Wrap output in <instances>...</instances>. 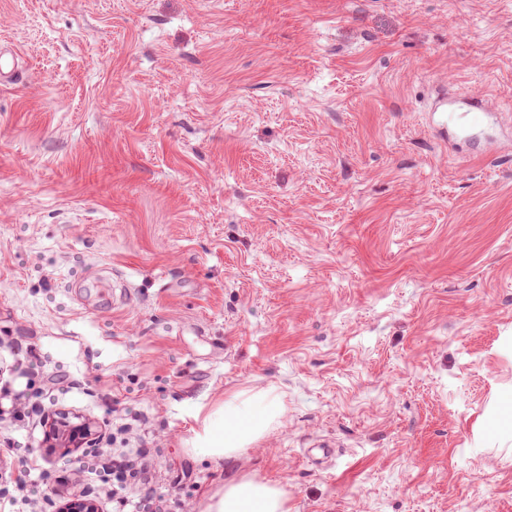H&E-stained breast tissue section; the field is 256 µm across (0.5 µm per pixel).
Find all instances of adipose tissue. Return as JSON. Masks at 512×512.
<instances>
[{
  "label": "adipose tissue",
  "instance_id": "1",
  "mask_svg": "<svg viewBox=\"0 0 512 512\" xmlns=\"http://www.w3.org/2000/svg\"><path fill=\"white\" fill-rule=\"evenodd\" d=\"M284 412L274 389L232 394L204 419L191 451L214 460L237 458L268 434ZM206 512H288V500L279 486L242 476L213 494Z\"/></svg>",
  "mask_w": 512,
  "mask_h": 512
}]
</instances>
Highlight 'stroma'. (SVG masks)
<instances>
[{"label": "stroma", "instance_id": "35a3bbf8", "mask_svg": "<svg viewBox=\"0 0 512 512\" xmlns=\"http://www.w3.org/2000/svg\"><path fill=\"white\" fill-rule=\"evenodd\" d=\"M1 45L0 512H512V0H0ZM54 412L99 441L40 455ZM284 412L274 388L232 394L204 419L190 451L214 460L237 458L268 434ZM206 512H288V500L279 486L241 476L210 497Z\"/></svg>", "mask_w": 512, "mask_h": 512}]
</instances>
